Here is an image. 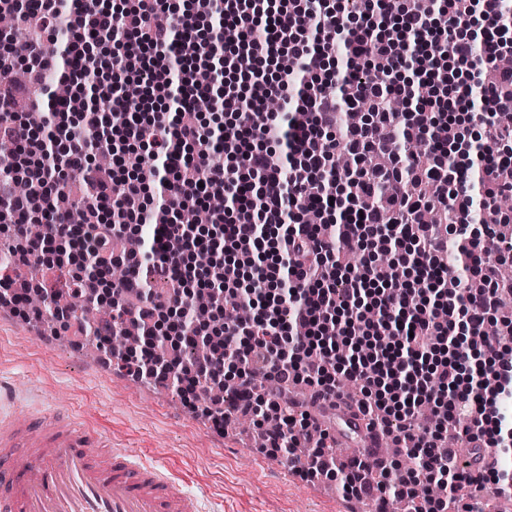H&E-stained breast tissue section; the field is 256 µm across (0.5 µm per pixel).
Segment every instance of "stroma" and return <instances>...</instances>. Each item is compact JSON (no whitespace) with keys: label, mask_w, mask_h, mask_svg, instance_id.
I'll return each mask as SVG.
<instances>
[{"label":"stroma","mask_w":512,"mask_h":512,"mask_svg":"<svg viewBox=\"0 0 512 512\" xmlns=\"http://www.w3.org/2000/svg\"><path fill=\"white\" fill-rule=\"evenodd\" d=\"M35 382L29 405L61 404L87 414L128 447L183 472L205 512H355L337 481L306 478L280 456L253 448L247 434L213 429L175 388L134 378L75 348L67 332L44 335L0 311V389Z\"/></svg>","instance_id":"stroma-1"}]
</instances>
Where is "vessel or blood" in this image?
I'll return each mask as SVG.
<instances>
[{
  "label": "vessel or blood",
  "instance_id": "1",
  "mask_svg": "<svg viewBox=\"0 0 512 512\" xmlns=\"http://www.w3.org/2000/svg\"><path fill=\"white\" fill-rule=\"evenodd\" d=\"M359 458L382 455L356 408L339 405ZM0 512H203L201 499L169 467L111 433L58 408L0 409Z\"/></svg>",
  "mask_w": 512,
  "mask_h": 512
}]
</instances>
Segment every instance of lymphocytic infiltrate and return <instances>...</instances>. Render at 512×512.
<instances>
[{
  "label": "lymphocytic infiltrate",
  "mask_w": 512,
  "mask_h": 512,
  "mask_svg": "<svg viewBox=\"0 0 512 512\" xmlns=\"http://www.w3.org/2000/svg\"><path fill=\"white\" fill-rule=\"evenodd\" d=\"M23 41L0 39V139L14 147L0 169V235L15 266L69 258L71 297L95 300L115 264L112 313L93 334L102 344L135 327L140 345L118 355L128 374L173 385L215 425L253 420L265 452L296 472L341 478L345 493L374 498L378 512H472V489L512 496V234L471 227L512 195V7L506 0H0ZM169 18L155 24L156 14ZM66 18L68 35L57 22ZM62 45L66 79H94L100 102L80 96L48 113L56 141L45 149L24 117L29 85ZM345 68H338V59ZM26 82L4 76L16 67ZM349 89L337 94V86ZM282 99V116L264 111ZM408 100L405 112L386 109ZM215 100L210 120L189 111ZM366 106L360 123L346 112ZM485 154L470 160L467 123ZM139 168L125 164L128 154ZM112 156L102 175L95 160ZM30 184L12 191L15 177ZM79 189L77 210L57 205ZM224 196L209 224L179 212ZM446 224L427 220L431 210ZM42 223V234L31 224ZM144 236L141 253H115L121 237ZM474 282L449 290V244ZM360 256L349 271L338 252ZM148 277H141V267ZM165 290L150 288V281ZM208 294L198 320L192 308ZM505 332L488 344V323ZM493 356H486L487 346ZM199 347L190 361L182 350ZM237 378L224 408L209 393ZM355 383L358 401L409 461L337 465L325 431L291 390L332 394ZM494 457L475 473L463 446Z\"/></svg>",
  "instance_id": "f902f5d3"
}]
</instances>
